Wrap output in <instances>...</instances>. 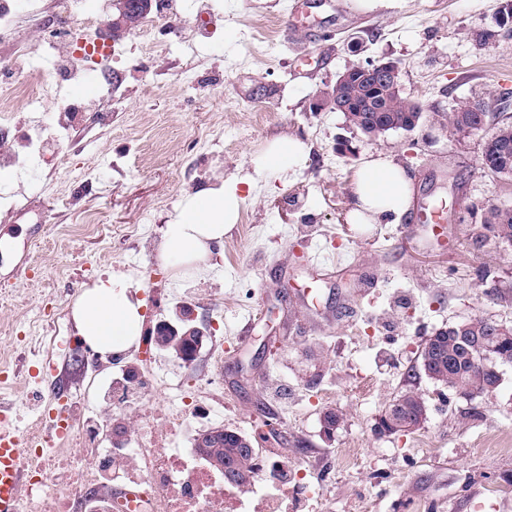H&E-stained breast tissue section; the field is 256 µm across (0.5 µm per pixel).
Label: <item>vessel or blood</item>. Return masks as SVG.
Wrapping results in <instances>:
<instances>
[{"label":"vessel or blood","instance_id":"b4317fda","mask_svg":"<svg viewBox=\"0 0 512 512\" xmlns=\"http://www.w3.org/2000/svg\"><path fill=\"white\" fill-rule=\"evenodd\" d=\"M26 467L11 408L0 402V512H19Z\"/></svg>","mask_w":512,"mask_h":512}]
</instances>
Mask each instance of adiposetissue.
<instances>
[{
  "label": "adipose tissue",
  "instance_id": "obj_1",
  "mask_svg": "<svg viewBox=\"0 0 512 512\" xmlns=\"http://www.w3.org/2000/svg\"><path fill=\"white\" fill-rule=\"evenodd\" d=\"M302 143L294 138L269 143L255 162L259 172L298 164ZM412 177L394 158L368 159L358 170L352 188L353 204L346 215L350 224H373L385 215L402 216L409 207ZM237 183L227 180L191 195L177 220L168 224L162 255L173 266H207L216 247L238 221ZM132 281L122 272L110 273L83 290L73 309L79 336L101 353L120 354L130 349L143 331L142 300L130 293Z\"/></svg>",
  "mask_w": 512,
  "mask_h": 512
}]
</instances>
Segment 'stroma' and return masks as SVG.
<instances>
[{"instance_id": "35a3bbf8", "label": "stroma", "mask_w": 512, "mask_h": 512, "mask_svg": "<svg viewBox=\"0 0 512 512\" xmlns=\"http://www.w3.org/2000/svg\"><path fill=\"white\" fill-rule=\"evenodd\" d=\"M17 0L9 46L29 40L49 62L27 8ZM504 0H395L362 13L351 0H309L301 29L290 0H183L149 38L116 44L109 69L123 77L62 134L60 155L0 173V353L8 379L0 395L30 413L51 408L45 381L83 340L64 328L53 366L43 362L47 315L72 309L86 286L128 273L144 302V330L188 295L211 315L224 295L213 345L224 350V427L254 447L298 464L284 483L281 512H512V455L488 447L512 434V367L473 400L434 383L422 369L425 339L449 324L486 318L512 326V248L484 235L493 207H512V179L483 171L492 127L456 131V105L491 98L512 108V32L497 27ZM363 40L361 51L350 37ZM309 42L298 59L292 45ZM393 61L405 96L424 112L412 132L371 139L343 113L313 111V94L348 66ZM81 96L47 70L39 102L15 105L5 120L17 136L53 111L57 94ZM296 138L306 158L278 173L254 159L274 138ZM348 140L352 151L340 154ZM395 158L411 173L413 197L450 203V243L431 228L405 231L408 217L350 224L351 188L365 159ZM98 174L87 179L88 165ZM240 178L239 220L208 269L162 263L160 244L187 198ZM150 230L153 240L138 238ZM32 246L28 280L10 272ZM377 279L367 289L368 279ZM249 326L246 342L237 333ZM422 394L419 428L377 433L380 415L408 390ZM341 421L332 438L321 417ZM321 487L322 498L310 496Z\"/></svg>"}]
</instances>
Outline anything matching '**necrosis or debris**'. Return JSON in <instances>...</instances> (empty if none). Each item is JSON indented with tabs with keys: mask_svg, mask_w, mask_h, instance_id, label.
Wrapping results in <instances>:
<instances>
[{
	"mask_svg": "<svg viewBox=\"0 0 512 512\" xmlns=\"http://www.w3.org/2000/svg\"><path fill=\"white\" fill-rule=\"evenodd\" d=\"M58 15L79 22L87 48L110 7L109 0H55ZM45 86L25 41L13 46L0 69V112L12 111L21 98L36 100ZM224 354L212 350L208 367L195 373L184 365V378L168 385L163 407L139 418L119 443H112L113 424L120 422L134 399L158 390L149 372L120 369L70 397L68 409L33 417L19 438L33 472L20 499V512H239L241 501L195 448L181 447L201 420H213L224 409V392L216 382ZM103 402L106 416L86 410ZM64 478L49 483L55 469Z\"/></svg>",
	"mask_w": 512,
	"mask_h": 512,
	"instance_id": "necrosis-or-debris-1",
	"label": "necrosis or debris"
}]
</instances>
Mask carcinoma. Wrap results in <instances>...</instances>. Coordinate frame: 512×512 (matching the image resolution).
I'll return each instance as SVG.
<instances>
[{
    "mask_svg": "<svg viewBox=\"0 0 512 512\" xmlns=\"http://www.w3.org/2000/svg\"><path fill=\"white\" fill-rule=\"evenodd\" d=\"M349 99L354 110L352 118L358 127L381 124L400 129L419 116L406 97L396 94L391 84L379 80L362 77L354 81ZM490 119V106L482 99L460 104L450 116L457 130L468 132L482 130ZM481 166L493 175L512 178V119L497 120L496 131L483 145ZM482 227L498 241L512 245V207L490 209ZM466 336L480 337L499 359L512 365V337L501 336L497 322L490 319L469 321L463 329L455 324L434 333L424 356L428 358L429 371L448 377L462 389H479L490 382L491 376L475 363L472 352L464 343ZM389 408L399 431H411L417 425L415 392H405ZM196 447L213 467L223 470L224 475L237 484L248 483L256 474L257 454L243 451L241 442L226 433L224 427H214L199 434Z\"/></svg>",
    "mask_w": 512,
    "mask_h": 512,
    "instance_id": "1",
    "label": "carcinoma"
}]
</instances>
